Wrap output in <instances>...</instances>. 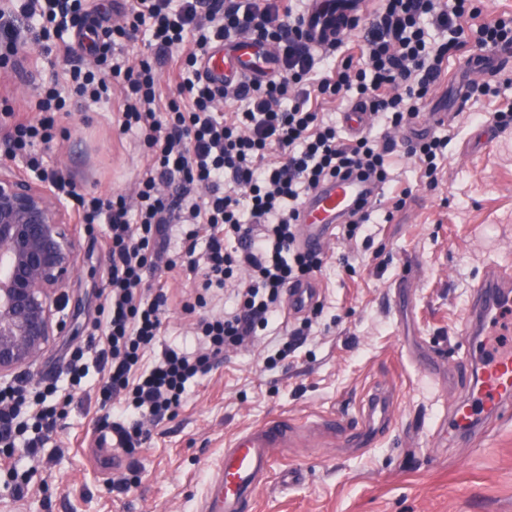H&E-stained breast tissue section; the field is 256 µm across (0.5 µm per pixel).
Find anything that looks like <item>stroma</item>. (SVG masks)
I'll return each mask as SVG.
<instances>
[{
  "label": "stroma",
  "instance_id": "1",
  "mask_svg": "<svg viewBox=\"0 0 512 512\" xmlns=\"http://www.w3.org/2000/svg\"><path fill=\"white\" fill-rule=\"evenodd\" d=\"M479 47L448 60V76L435 85L425 116L399 130L367 128L392 140L388 181L382 185L363 239H335L316 276L321 311L295 352L276 360L296 319H279L248 347L223 354L175 416L147 422L143 447L119 449L115 468L101 469L90 450L104 426L99 390L87 382L74 391L66 418L47 447L50 464L33 475L25 497L0 485V512H200L205 486L224 462V450L242 432L276 418L302 426L287 447L273 451L272 473L255 495L253 512H512V415L469 438L457 437L449 415L465 393V378L448 377V362L472 359L461 335V314L492 265L512 261V125L495 142L486 132L495 113L512 106V68L492 81L463 77L459 66ZM30 49L24 71L0 74L14 107L33 110L42 83L63 78L71 64ZM490 84L472 93L466 110L447 123L426 115L454 101L459 80ZM420 134L447 138L436 188H428L402 148ZM51 169L72 173L80 191L135 189L146 166L139 136L121 134L110 104H72L57 116V137L45 155ZM411 195L391 221L383 213L403 189ZM354 270L340 271L343 256ZM105 225L83 233L77 268L54 336L33 365L38 380L61 376L70 351L83 346L84 325L98 315L99 291L110 267ZM409 287H401L404 272ZM169 313L161 341L193 347L197 314L183 303L201 276L158 269ZM435 366H428L427 358ZM396 393L391 428L369 448H350L345 437L305 431L332 415L353 419L372 387ZM126 478L127 490L112 482Z\"/></svg>",
  "mask_w": 512,
  "mask_h": 512
}]
</instances>
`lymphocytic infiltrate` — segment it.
<instances>
[{"label": "lymphocytic infiltrate", "instance_id": "obj_1", "mask_svg": "<svg viewBox=\"0 0 512 512\" xmlns=\"http://www.w3.org/2000/svg\"><path fill=\"white\" fill-rule=\"evenodd\" d=\"M87 0H14L0 10V67L14 68L25 43L44 54L71 56L70 43L56 35L74 31L91 40L96 65L73 67L66 86L42 87L38 117L19 112L0 98V125L8 133L0 151L41 169L39 147L56 138L55 115L70 102H110L120 133H137L149 164L134 199L96 190L79 192L72 177L52 171L49 180L79 223L109 227L111 255L101 290L99 318L85 347L67 363L70 387L96 379L102 405L120 406L124 421L112 434L124 448L148 440L142 417L171 416L188 386L207 374L224 350L251 342L282 312L288 286L308 282L325 262L320 252L296 243L297 224L309 193L330 178L358 175L377 184L388 179V145L360 136L345 141L333 122L309 108L310 99L333 100L354 93L373 120L398 128L421 112L443 64L468 43L512 48V18L480 21L473 0H379L364 25L362 40L346 56L327 51L323 76L294 0H134L121 20L85 29ZM149 25L153 58L138 67L114 63L117 46L134 41ZM247 34L271 44L279 79L267 83L213 87L199 71L202 54L214 44ZM170 66L175 99L158 104L157 68ZM234 101L235 112L217 111ZM448 144L436 135L406 146L428 186H435ZM183 224V245L161 259L164 225ZM205 241L204 288L230 290L238 301L224 315L200 319L201 349H166L150 359L167 318L168 298L147 273L165 261L167 269L195 270L198 241ZM57 381L30 387L0 383V480L23 497L56 421L65 412Z\"/></svg>", "mask_w": 512, "mask_h": 512}]
</instances>
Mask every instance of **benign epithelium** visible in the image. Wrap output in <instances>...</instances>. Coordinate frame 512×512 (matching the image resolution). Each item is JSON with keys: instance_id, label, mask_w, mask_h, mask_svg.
Instances as JSON below:
<instances>
[{"instance_id": "1", "label": "benign epithelium", "mask_w": 512, "mask_h": 512, "mask_svg": "<svg viewBox=\"0 0 512 512\" xmlns=\"http://www.w3.org/2000/svg\"><path fill=\"white\" fill-rule=\"evenodd\" d=\"M82 225L47 183L0 165V378L28 370L65 324Z\"/></svg>"}]
</instances>
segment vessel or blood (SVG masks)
<instances>
[{
  "mask_svg": "<svg viewBox=\"0 0 512 512\" xmlns=\"http://www.w3.org/2000/svg\"><path fill=\"white\" fill-rule=\"evenodd\" d=\"M373 0H360L357 9L308 0L304 28L311 44L324 50L352 30L361 18L362 7ZM274 51L263 42L242 35L215 46L201 60L203 76L216 87L224 83L264 81L274 74ZM377 189L356 177L332 178L321 183L307 198L298 226V243L307 250H322L333 239L339 224L345 223L361 204L377 198ZM317 286L304 282L288 291V313L307 307L315 299ZM506 321L505 344L491 359L474 365L465 397L455 406L450 425L459 433L496 422L512 410V265L492 267L482 278L462 313V334L466 342L482 335L492 319ZM392 406L389 394L378 391L364 404L360 415L347 422L337 416L322 418L321 427L347 432L352 443L372 447L386 428ZM288 441V422L271 420L237 436L224 451V462L213 478L202 512H246L258 485L268 478L271 451Z\"/></svg>",
  "mask_w": 512,
  "mask_h": 512,
  "instance_id": "obj_1",
  "label": "vessel or blood"
}]
</instances>
